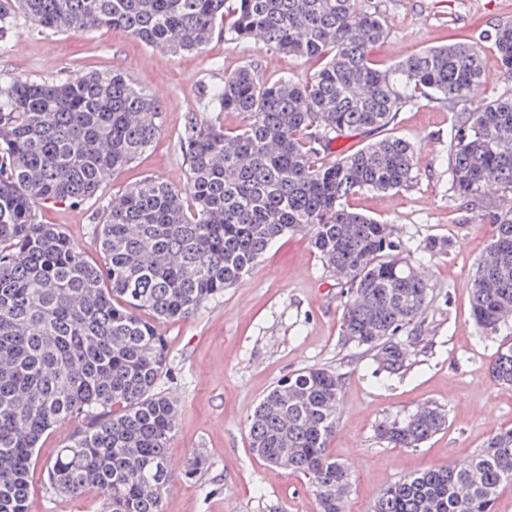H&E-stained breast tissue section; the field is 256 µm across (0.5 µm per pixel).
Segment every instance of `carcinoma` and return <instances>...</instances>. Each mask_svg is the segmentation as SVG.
Masks as SVG:
<instances>
[{"label":"carcinoma","instance_id":"carcinoma-1","mask_svg":"<svg viewBox=\"0 0 512 512\" xmlns=\"http://www.w3.org/2000/svg\"><path fill=\"white\" fill-rule=\"evenodd\" d=\"M354 0H0V33L16 12L55 32L112 27L173 54L199 51L217 22L235 40L259 38L299 59H319L303 80L261 78L247 64L206 91L245 123L226 131L191 121L180 142L186 183L148 177L112 197L96 224L92 259L40 204L78 205L147 150L162 127L159 99L120 72L0 86V512H27L35 448L74 417L85 426L47 467L50 488L94 494L101 512H163L177 402L158 391L169 349L148 317L179 321L240 283L276 239L309 235L346 294L343 336L377 350L376 371L402 373L411 351L394 341L422 322L430 285L390 224L350 210L359 191L409 186L416 149L384 134L416 93L453 109L484 77L480 45L422 50L389 69L369 62L386 33L378 10ZM512 76V22L485 33ZM382 137L319 162L333 141ZM454 195L496 225L473 273L476 325L494 334L512 312V208L485 201L494 184L512 196V94L455 113L448 141ZM494 380L512 386V345ZM342 384L326 368L283 379L254 408L249 446L269 464L310 480L319 512H346L336 486L349 478L327 453ZM448 423L426 406L379 425L378 436L417 449ZM208 458L195 454L184 474ZM512 484V427L494 433L463 468L427 470L385 488L373 512H494Z\"/></svg>","mask_w":512,"mask_h":512}]
</instances>
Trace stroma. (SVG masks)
Instances as JSON below:
<instances>
[{
    "label": "stroma",
    "instance_id": "obj_1",
    "mask_svg": "<svg viewBox=\"0 0 512 512\" xmlns=\"http://www.w3.org/2000/svg\"><path fill=\"white\" fill-rule=\"evenodd\" d=\"M372 6L386 21V37L370 53L382 69L428 47L483 42L490 26L512 19V0H356L357 10ZM483 44L485 80L467 96L468 109L512 92V79L492 43ZM246 64L268 80H301L316 68L257 39L229 40L220 29L203 50L174 55L119 29L56 33L15 15L0 37V85L118 70L155 93L162 106V130L151 147L96 197L78 205L41 206L43 222L62 225L72 241L97 257L98 214L113 195L148 176L176 187L185 184L180 136L190 120L216 121L228 131L243 125L240 113L215 109L205 91ZM454 119L447 104L414 97L390 127L391 134L419 151L412 184L388 193L360 191L346 200L352 210L396 225L411 246L432 238L448 244L447 250L416 261L431 292L423 322L399 336L420 350L404 373L376 377L371 355L345 342L344 299L336 278L303 234L274 242L242 282L193 317L155 321L170 353L159 389L178 403L169 449L176 475L163 493L164 512H318L307 479L254 455L247 430V419L264 396L289 374L309 367H325L342 378L339 421L328 451L350 474L349 512H371L384 488L414 473L466 464L495 431L512 427V388L491 376L498 348L512 343V320L488 336L472 318L473 272L494 226L450 188L448 134ZM431 404L446 410L448 425L425 447L395 448L379 439L381 422ZM82 425L75 418L42 436L30 472L27 512H100L94 498L76 500L47 483V462ZM195 453L206 454L210 466L188 479L181 464Z\"/></svg>",
    "mask_w": 512,
    "mask_h": 512
}]
</instances>
